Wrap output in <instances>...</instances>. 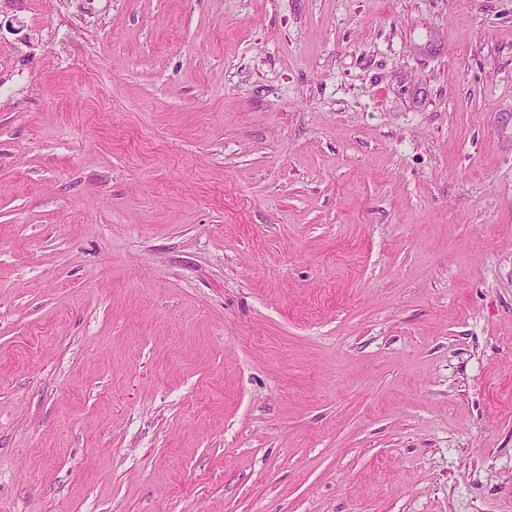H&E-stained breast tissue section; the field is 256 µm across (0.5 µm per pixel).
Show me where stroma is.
Wrapping results in <instances>:
<instances>
[{
	"instance_id": "stroma-1",
	"label": "stroma",
	"mask_w": 512,
	"mask_h": 512,
	"mask_svg": "<svg viewBox=\"0 0 512 512\" xmlns=\"http://www.w3.org/2000/svg\"><path fill=\"white\" fill-rule=\"evenodd\" d=\"M0 512H512V0H0Z\"/></svg>"
}]
</instances>
